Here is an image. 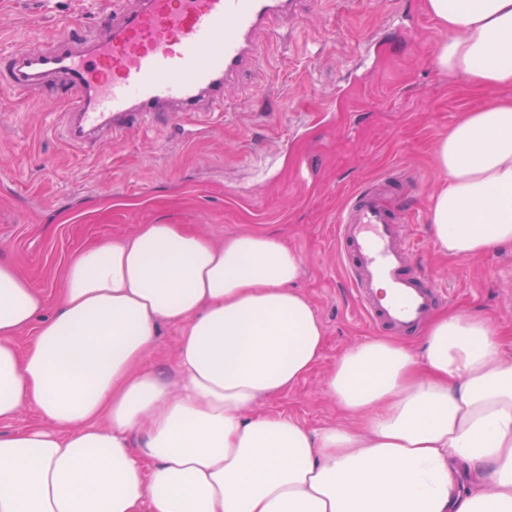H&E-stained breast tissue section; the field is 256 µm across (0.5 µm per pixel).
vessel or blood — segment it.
Returning <instances> with one entry per match:
<instances>
[{
  "instance_id": "obj_1",
  "label": "vessel or blood",
  "mask_w": 512,
  "mask_h": 512,
  "mask_svg": "<svg viewBox=\"0 0 512 512\" xmlns=\"http://www.w3.org/2000/svg\"><path fill=\"white\" fill-rule=\"evenodd\" d=\"M295 0H110L98 27L73 43L72 29L51 47L21 45L0 54L19 90L60 75L78 89L71 139L90 146L103 134L137 129L169 109L170 120L201 104L220 105L230 78L254 52L253 36ZM393 182L351 195L336 218L339 255L370 323L398 335L420 330L440 288L412 268L408 207L387 203Z\"/></svg>"
}]
</instances>
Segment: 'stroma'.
<instances>
[{
  "instance_id": "obj_1",
  "label": "stroma",
  "mask_w": 512,
  "mask_h": 512,
  "mask_svg": "<svg viewBox=\"0 0 512 512\" xmlns=\"http://www.w3.org/2000/svg\"><path fill=\"white\" fill-rule=\"evenodd\" d=\"M105 8V0H0V51L50 45L75 17L91 31ZM447 37L425 0H298L273 32L257 34L248 81L226 86L223 107L180 125L159 115L90 148L67 133L78 90L55 102L52 79L42 92L0 87V261L54 299L77 251L141 224H184L216 242L253 228L273 233L303 259L297 286L326 344L303 381L257 410L314 432L358 427L326 378L347 348L377 332L338 258L336 215L353 192L403 168L418 177L395 199L417 215L412 264L445 289L439 308L488 317L512 352V245L451 259L430 236L429 201L443 179L435 143L483 101L435 65ZM181 335L160 324L146 365L175 376Z\"/></svg>"
}]
</instances>
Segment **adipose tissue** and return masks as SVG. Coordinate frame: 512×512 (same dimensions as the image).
<instances>
[{
  "label": "adipose tissue",
  "mask_w": 512,
  "mask_h": 512,
  "mask_svg": "<svg viewBox=\"0 0 512 512\" xmlns=\"http://www.w3.org/2000/svg\"><path fill=\"white\" fill-rule=\"evenodd\" d=\"M426 8L448 31L436 66L496 92L435 148L432 240L475 259L512 244V0ZM301 269L265 230L181 224L80 252L54 304L0 261V422L39 416L0 432V512H512V354L484 316L349 347L327 387L364 428L255 412L322 358ZM163 322L182 329L173 380L145 364Z\"/></svg>",
  "instance_id": "adipose-tissue-1"
}]
</instances>
